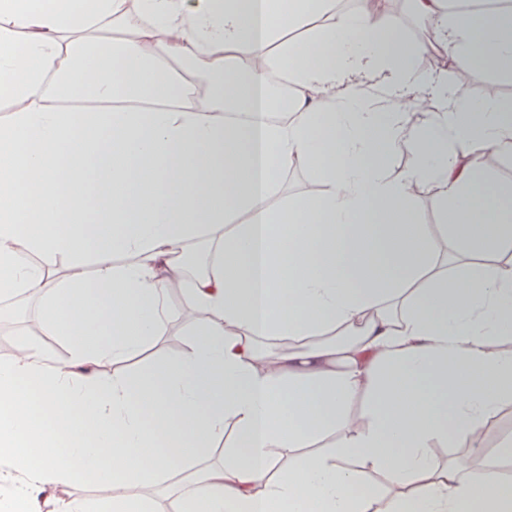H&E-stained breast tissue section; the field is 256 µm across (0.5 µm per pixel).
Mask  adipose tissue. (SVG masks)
Listing matches in <instances>:
<instances>
[{"mask_svg": "<svg viewBox=\"0 0 512 512\" xmlns=\"http://www.w3.org/2000/svg\"><path fill=\"white\" fill-rule=\"evenodd\" d=\"M412 8L431 42L406 41L378 0H139L134 15L0 0V97L18 104L0 118V301L40 295L39 332L70 349L60 366L22 338L0 361V512L92 478L110 498L61 512H154L137 487L230 418L228 463L200 470L177 512H512L496 465L432 454L512 407V183L492 176L512 107L464 96L445 68L511 76L512 11ZM428 49L441 65L425 78ZM399 152L413 166L394 177ZM299 163L325 192L272 206ZM419 185L455 258L414 221ZM79 250L93 279L76 264L55 279ZM173 294L197 317L187 354L99 374L157 335ZM287 448L303 454L284 469ZM352 459L396 493L359 489Z\"/></svg>", "mask_w": 512, "mask_h": 512, "instance_id": "adipose-tissue-1", "label": "adipose tissue"}]
</instances>
